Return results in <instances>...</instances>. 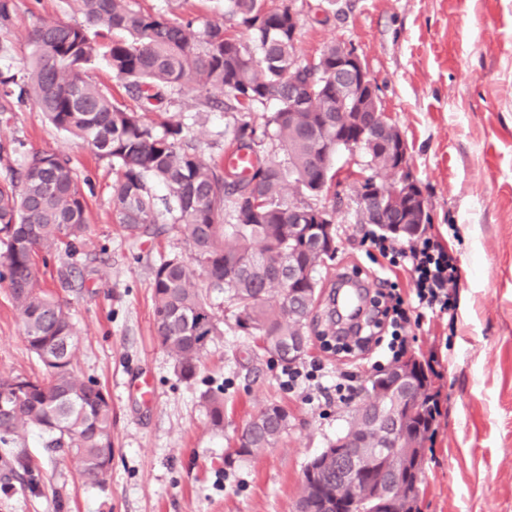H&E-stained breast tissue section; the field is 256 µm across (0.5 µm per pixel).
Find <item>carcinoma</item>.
<instances>
[{
  "label": "carcinoma",
  "instance_id": "1",
  "mask_svg": "<svg viewBox=\"0 0 512 512\" xmlns=\"http://www.w3.org/2000/svg\"><path fill=\"white\" fill-rule=\"evenodd\" d=\"M74 18L40 20L33 51L14 73L0 72V112L11 99H32L58 130L87 143L112 166V210L119 228L138 239L154 233L166 214L184 235L188 255L162 259L153 270L157 334L186 382L200 358L222 335L208 288L224 292L236 309L235 327L288 364V349L305 323L288 317V288L305 291L293 299L307 318L319 273L333 261L336 245H312L318 232L288 222L291 187L309 191L323 169L312 162L336 154V131L325 128L335 115L336 43L323 46L314 67L296 54L289 34L291 5L267 0H224V15L249 34L245 42L226 33L224 19L203 24L146 11L133 0H65ZM104 58L136 102L162 105L185 90L205 93V103L240 112L228 146L250 158L248 173L206 157L200 142L179 121L155 126L144 114L119 103L92 83L87 70ZM301 85L302 99L288 102V87ZM271 100L277 107L258 125L251 114ZM273 140L288 152L283 165L266 149ZM165 189L159 197L155 186ZM88 203L68 159L34 152L18 173L0 181V280L8 282L22 319L24 339L42 362L43 378L0 377V446L15 448L31 430L45 447L66 450L75 468L94 480L112 463V406L102 388L74 371L77 345L70 315L41 286L37 259L79 252L88 230ZM196 265L208 281L192 278ZM422 400L404 409L399 430L406 444L423 441L434 416L430 372L412 375ZM211 426L224 428V398L203 395ZM288 430V414L271 405L237 435L233 455L251 457L273 446ZM336 494V471L319 456L303 471L297 512H326Z\"/></svg>",
  "mask_w": 512,
  "mask_h": 512
}]
</instances>
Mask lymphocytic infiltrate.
<instances>
[{
    "mask_svg": "<svg viewBox=\"0 0 512 512\" xmlns=\"http://www.w3.org/2000/svg\"><path fill=\"white\" fill-rule=\"evenodd\" d=\"M360 244L367 254H379L389 266L409 273L412 288L402 295L397 281L382 278L375 294L373 315L357 331L356 346L362 355L386 346L385 361L397 362L408 351V330L435 318H455L459 271L453 256L433 238L421 236L400 244L365 231Z\"/></svg>",
    "mask_w": 512,
    "mask_h": 512,
    "instance_id": "obj_1",
    "label": "lymphocytic infiltrate"
}]
</instances>
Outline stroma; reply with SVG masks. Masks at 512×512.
Returning a JSON list of instances; mask_svg holds the SVG:
<instances>
[{"instance_id": "35a3bbf8", "label": "stroma", "mask_w": 512, "mask_h": 512, "mask_svg": "<svg viewBox=\"0 0 512 512\" xmlns=\"http://www.w3.org/2000/svg\"><path fill=\"white\" fill-rule=\"evenodd\" d=\"M284 1L299 13L301 61L330 41L359 55L407 141L429 207L427 233L459 270L454 322L424 323L410 347L431 362L441 408L420 512H512V0H269ZM14 3L0 28L13 47L2 70L28 58L39 20L63 14V0ZM202 98L184 92L167 112L216 157L240 115ZM31 151L68 158L87 180L86 245L39 275L75 324L77 374L97 381L112 405V467L105 482H92L29 432L23 450L33 472L6 465L0 447V512H296L304 467L344 429L347 409L287 388L285 365L238 333L215 291L210 301L224 333L209 344L196 378L181 380L154 326L152 273L161 258L186 254L183 235L166 224L131 242L113 219L111 166L25 100L0 114V181ZM363 161L341 153L333 163L338 186L315 199L336 212V259L321 272L305 358L331 374L352 364L331 335L332 286L343 272L367 280L380 273L359 244L358 185L348 176ZM43 373L0 280V376ZM138 380L150 383L153 401L134 389ZM216 389L224 392L220 431L203 399ZM273 404L288 413L287 434L254 457L230 460L238 431Z\"/></svg>"}]
</instances>
